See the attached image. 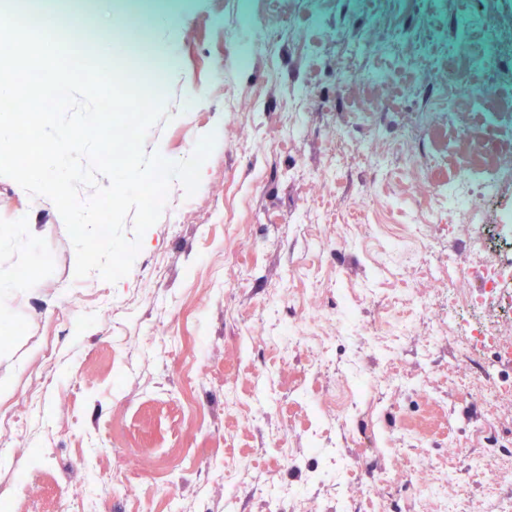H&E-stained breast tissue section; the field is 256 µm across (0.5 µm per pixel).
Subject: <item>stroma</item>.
<instances>
[{
    "label": "stroma",
    "mask_w": 512,
    "mask_h": 512,
    "mask_svg": "<svg viewBox=\"0 0 512 512\" xmlns=\"http://www.w3.org/2000/svg\"><path fill=\"white\" fill-rule=\"evenodd\" d=\"M173 66L159 68L136 24L119 25L61 7L60 41L82 37L86 56L152 85L173 114L148 132L146 153L188 157L214 146L197 193L172 183L158 222L142 239L130 273L111 284L75 276V251L53 202L0 176V326L24 332L0 342V408L23 428L0 434L12 449L0 475L8 512H420L405 473L437 470L496 452L479 425L495 407L468 398L471 369L428 319L407 314L411 292L434 287L413 268L415 249L396 236L419 210L406 187L410 153L434 157L440 176L465 157L456 132L440 127L398 147L407 113L440 108L431 79L445 69L456 22L493 16L512 27V0H435L429 20L389 0H180ZM388 75L382 96L340 85L336 67ZM361 122L337 139L332 119ZM326 172L313 186L314 171ZM375 200L370 223L338 224L337 208L358 190ZM322 314L311 359L284 332L298 298ZM351 315H343V304ZM206 357L196 371L197 357ZM394 369L395 386L371 377ZM45 371L34 386L29 375ZM370 387L350 417L311 428L310 408L348 381ZM34 391L26 401V391ZM287 434L292 465L275 440ZM247 460L251 482L225 485L224 465ZM128 480L104 487L113 467ZM395 471L379 497L360 494L377 469ZM326 472L330 481L317 480Z\"/></svg>",
    "instance_id": "obj_1"
}]
</instances>
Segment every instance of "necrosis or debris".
<instances>
[{"label": "necrosis or debris", "instance_id": "4bbe7bcc", "mask_svg": "<svg viewBox=\"0 0 512 512\" xmlns=\"http://www.w3.org/2000/svg\"><path fill=\"white\" fill-rule=\"evenodd\" d=\"M480 32L481 51L459 54L450 62L448 98L454 112L415 113L402 127L400 140L412 145L429 128L450 124L468 143L469 160L460 163L444 182L436 179L430 158L413 157L416 176L409 191L418 201L447 200L449 217L467 218L472 244L481 258L465 261L443 249L430 234L429 222L408 225V236L419 245L420 273L428 279L442 276L448 280L440 293L423 294L412 304L418 314H432L435 321L447 323L459 334L460 360L476 367L468 395L481 403L504 406L512 404V375H504L500 366L512 364V340L503 339L500 322H512V258L502 259L489 243L495 239L512 246V209L501 212L493 224L481 223L480 218L488 200L499 194L503 178L512 175V101L494 107L492 127L486 133L471 132L462 110L492 105L490 87L472 81L469 73L478 67L491 68L500 54L512 52V35H504L492 23L482 24ZM476 156L485 158L486 166L473 164ZM472 475L494 494L487 512H512V450L505 448L449 468L444 479L450 484Z\"/></svg>", "mask_w": 512, "mask_h": 512}]
</instances>
